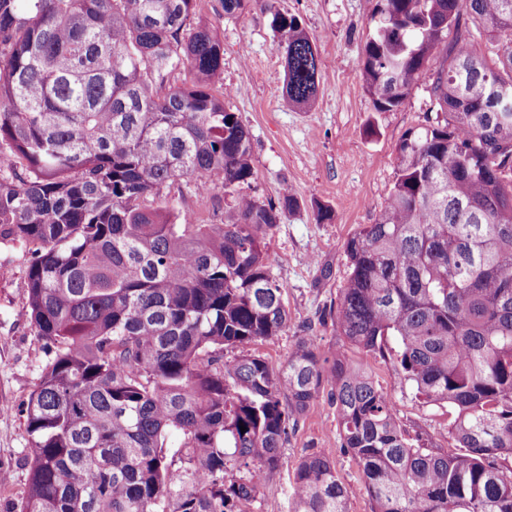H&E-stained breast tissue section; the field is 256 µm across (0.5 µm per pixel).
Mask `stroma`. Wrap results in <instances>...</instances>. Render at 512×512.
<instances>
[{"label":"stroma","mask_w":512,"mask_h":512,"mask_svg":"<svg viewBox=\"0 0 512 512\" xmlns=\"http://www.w3.org/2000/svg\"><path fill=\"white\" fill-rule=\"evenodd\" d=\"M376 2L277 0L279 11L299 18L324 64L316 101L307 109L289 105L284 97V59L269 12L254 5L228 17L220 0H200L197 15L224 39L226 105L252 135L250 194L275 201L286 186L297 201L268 238L270 269L285 289L290 320L280 336L253 345V352L280 366L306 324H313L322 356L363 361L410 433L450 451L455 443L448 436L445 407L420 402L391 361L363 359L332 326L316 323L345 284L346 239L377 219L395 182L396 148L408 131L425 124L430 108L431 77L426 74L401 107L374 112L361 55ZM371 124L377 128L373 136L367 132ZM320 204L332 210L331 221L324 224L315 218ZM27 265L23 250L0 243V399L10 405L0 414V470L9 478L0 486V512H20L30 453L21 410L47 363L44 342L25 315ZM311 453L335 462L348 489L349 512H371L357 466L339 452L336 414L323 395L289 432L281 467L260 473L261 497L247 512H290L294 468Z\"/></svg>","instance_id":"obj_1"}]
</instances>
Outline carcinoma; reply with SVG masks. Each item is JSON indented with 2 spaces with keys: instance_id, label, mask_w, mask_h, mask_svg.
<instances>
[{
  "instance_id": "carcinoma-1",
  "label": "carcinoma",
  "mask_w": 512,
  "mask_h": 512,
  "mask_svg": "<svg viewBox=\"0 0 512 512\" xmlns=\"http://www.w3.org/2000/svg\"><path fill=\"white\" fill-rule=\"evenodd\" d=\"M273 13L288 102L322 62ZM197 0H0V242L29 254L26 312L48 361L26 406L21 512H246L256 469L330 388L340 452L372 512H512V0H377L361 70L376 112L434 61L432 113L396 148L373 224L322 322L448 407L455 450L411 435L363 365L288 327L267 237L295 201L243 191L248 128L225 103L224 40ZM498 39L496 58L477 39ZM185 71L189 79H172ZM224 192L202 224L170 189ZM242 350L232 361L224 348ZM245 432H240V426ZM335 463L303 457L292 512H349Z\"/></svg>"
}]
</instances>
